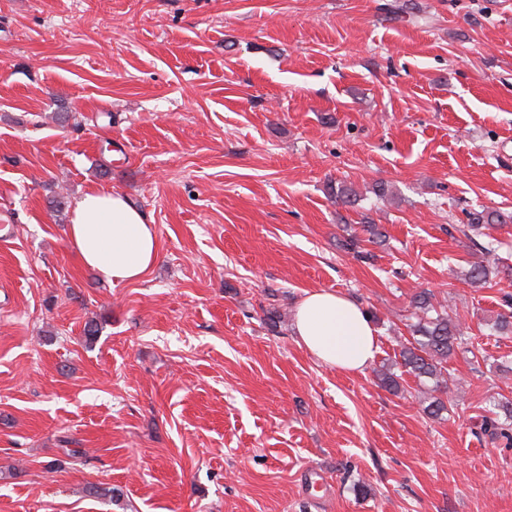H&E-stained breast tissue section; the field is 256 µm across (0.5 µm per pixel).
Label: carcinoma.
<instances>
[{"label":"carcinoma","mask_w":512,"mask_h":512,"mask_svg":"<svg viewBox=\"0 0 512 512\" xmlns=\"http://www.w3.org/2000/svg\"><path fill=\"white\" fill-rule=\"evenodd\" d=\"M467 220L468 223L459 225L457 231L479 248L481 257L470 262L469 267L461 272L462 279L472 287H479L489 283L492 275L512 278V268L492 267L485 260V256L494 250L493 242L488 240L480 243L475 240V237L482 235V230L495 224H511L512 215L483 208L468 213ZM411 308L412 323L407 325L410 337L399 342L395 370L383 371L380 381L389 390L398 393L404 390V376L414 377L419 393L429 395V404L424 411L437 418L454 408L453 402L435 396L437 392L440 395L448 392V360L459 352L473 353L474 343L459 321L434 305L429 292L421 290L414 293ZM495 407L503 412L504 418L485 419L483 431L507 438L512 431V401L497 402Z\"/></svg>","instance_id":"obj_1"}]
</instances>
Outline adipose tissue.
<instances>
[{
    "label": "adipose tissue",
    "mask_w": 512,
    "mask_h": 512,
    "mask_svg": "<svg viewBox=\"0 0 512 512\" xmlns=\"http://www.w3.org/2000/svg\"><path fill=\"white\" fill-rule=\"evenodd\" d=\"M67 238L82 263L113 284L141 280L159 255L150 218L121 193L91 191L77 198ZM294 331L309 355L345 374L365 373L378 351L377 331L365 309L335 291H305Z\"/></svg>",
    "instance_id": "adipose-tissue-1"
}]
</instances>
